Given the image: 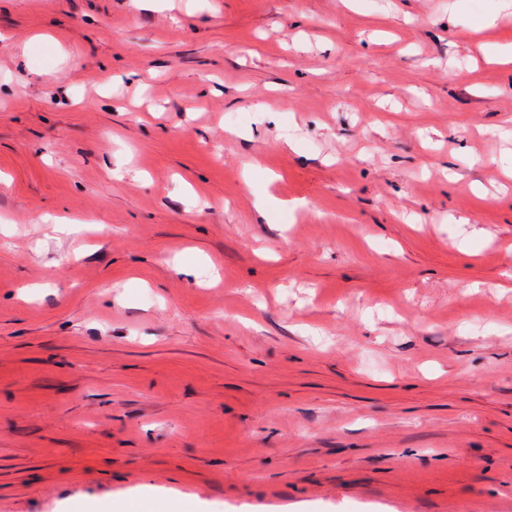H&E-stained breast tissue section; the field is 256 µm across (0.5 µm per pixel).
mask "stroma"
I'll use <instances>...</instances> for the list:
<instances>
[{"label": "stroma", "mask_w": 512, "mask_h": 512, "mask_svg": "<svg viewBox=\"0 0 512 512\" xmlns=\"http://www.w3.org/2000/svg\"><path fill=\"white\" fill-rule=\"evenodd\" d=\"M508 44L512 0H0V512H512ZM206 503L197 496L172 498L153 491H141L112 505L109 511L80 512H209Z\"/></svg>", "instance_id": "stroma-1"}]
</instances>
